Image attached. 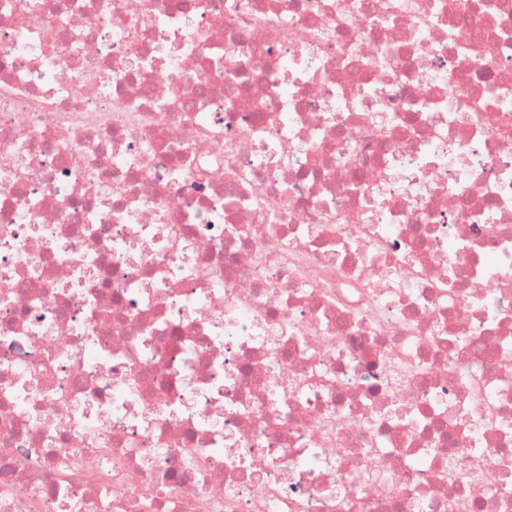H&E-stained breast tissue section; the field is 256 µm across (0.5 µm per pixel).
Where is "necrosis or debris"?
<instances>
[{
	"label": "necrosis or debris",
	"mask_w": 512,
	"mask_h": 512,
	"mask_svg": "<svg viewBox=\"0 0 512 512\" xmlns=\"http://www.w3.org/2000/svg\"><path fill=\"white\" fill-rule=\"evenodd\" d=\"M0 512H512V0H0Z\"/></svg>",
	"instance_id": "1"
}]
</instances>
